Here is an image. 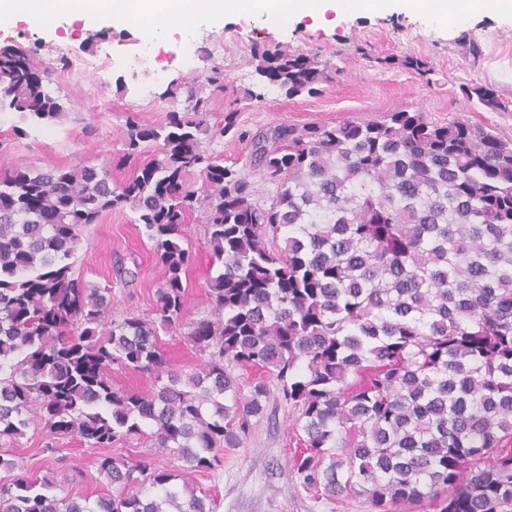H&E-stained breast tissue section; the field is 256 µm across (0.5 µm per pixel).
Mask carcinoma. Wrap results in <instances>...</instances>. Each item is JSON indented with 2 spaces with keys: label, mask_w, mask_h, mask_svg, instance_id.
Masks as SVG:
<instances>
[{
  "label": "carcinoma",
  "mask_w": 512,
  "mask_h": 512,
  "mask_svg": "<svg viewBox=\"0 0 512 512\" xmlns=\"http://www.w3.org/2000/svg\"><path fill=\"white\" fill-rule=\"evenodd\" d=\"M254 58L288 97L331 79L316 53L275 45ZM48 78L29 53L1 47L0 110L56 120L65 106ZM205 87L224 91L223 67L186 87V109L165 123L129 121L127 156L156 145L161 158L122 182L53 164L0 178V512H216L188 474L223 466L273 390L304 434L291 470L325 499L512 512V139L420 111L282 121L252 134L238 168L202 146L209 131L246 137L235 108L209 127ZM470 95L501 107L492 88ZM256 177L276 184L267 208ZM126 206L165 271L152 318L112 317V291L73 274L87 226ZM195 212L215 276L208 315L189 320L181 238ZM162 331L203 364L171 369ZM114 365L149 376L150 391L114 387ZM244 367L262 376L245 385ZM32 425L89 448L145 435L181 473L101 454L95 471L117 492L59 497L7 458Z\"/></svg>",
  "instance_id": "obj_1"
}]
</instances>
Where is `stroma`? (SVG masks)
<instances>
[{"label":"stroma","instance_id":"obj_1","mask_svg":"<svg viewBox=\"0 0 512 512\" xmlns=\"http://www.w3.org/2000/svg\"><path fill=\"white\" fill-rule=\"evenodd\" d=\"M195 36L194 67L184 65L183 36L173 32L156 40L149 66L138 75L116 69L102 87L92 74L71 80L58 65V48L85 57L108 50L127 54L145 39L136 27L113 29L103 21L62 18L44 28L29 27L15 18L0 23V46L35 50L37 60L51 72V90L66 106L63 116L44 125L19 112H0V175L21 164L39 169L50 162L60 167L104 168L114 181H123L135 165L158 154L153 147L125 160L127 120L157 125L171 109H184L183 82L204 75L215 62L224 68V92L210 102L213 124L222 122L232 105L238 109V127L250 131L280 121L300 127L333 126L347 120L378 119L398 110H420L438 123L462 115L491 127L502 138H512V18L484 10L443 29L415 11L390 7L345 12L325 24L293 17L280 27L268 24L266 17L241 13L225 18L220 26L202 25ZM214 38L224 41L223 57L210 52ZM472 40L481 48L480 57L469 53ZM275 44L294 54L316 53L328 61L332 79L322 83L320 94L288 98L270 87L262 98L246 97V90L257 81L253 47ZM411 57L426 62V74L405 66V59ZM481 85L495 86L505 108L491 111L477 99L467 98L468 89ZM184 241L194 254L186 279L190 316L197 319L210 310L208 282L215 270L203 224L196 220L187 224ZM120 262L134 271L133 282L120 281L116 274ZM74 271L90 286L111 288L117 317L152 316L155 291L164 277L150 242L139 233L128 208L105 213L86 228ZM288 415L287 405L270 398L244 446L225 452L223 468L193 474L194 486L215 499L216 512H371L365 499L329 501L301 486L288 464L297 442ZM44 441L43 432L31 429L12 450L15 461L37 479L56 469L43 451ZM59 445L70 481L58 487V496L96 500L106 487L93 465L97 449L84 447L72 437Z\"/></svg>","mask_w":512,"mask_h":512}]
</instances>
